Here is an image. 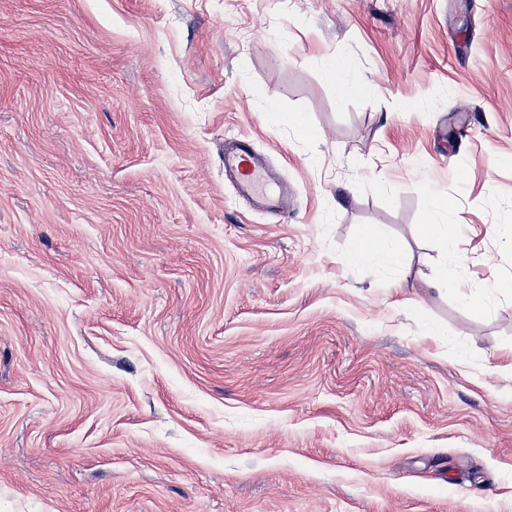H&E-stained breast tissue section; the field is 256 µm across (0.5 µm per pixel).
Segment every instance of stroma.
<instances>
[{"label":"stroma","instance_id":"stroma-1","mask_svg":"<svg viewBox=\"0 0 512 512\" xmlns=\"http://www.w3.org/2000/svg\"><path fill=\"white\" fill-rule=\"evenodd\" d=\"M0 512H512V0H0ZM224 176L231 178L239 192L254 200L266 213L283 212L285 190L271 189L276 183L267 157L253 143L242 137H232L224 141Z\"/></svg>","mask_w":512,"mask_h":512}]
</instances>
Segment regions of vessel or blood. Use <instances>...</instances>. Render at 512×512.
<instances>
[{"label": "vessel or blood", "mask_w": 512, "mask_h": 512, "mask_svg": "<svg viewBox=\"0 0 512 512\" xmlns=\"http://www.w3.org/2000/svg\"><path fill=\"white\" fill-rule=\"evenodd\" d=\"M224 174L234 181L243 196L254 200L263 211L282 212L286 193L274 190L275 179L267 157L250 140L242 137L225 139Z\"/></svg>", "instance_id": "vessel-or-blood-1"}]
</instances>
